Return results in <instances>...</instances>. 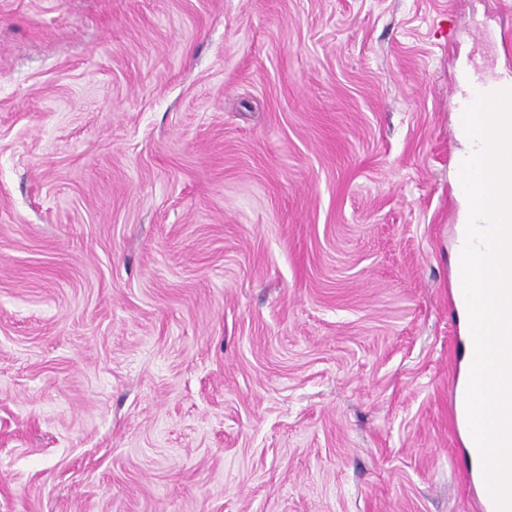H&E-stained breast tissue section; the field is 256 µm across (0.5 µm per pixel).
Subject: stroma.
I'll list each match as a JSON object with an SVG mask.
<instances>
[{
  "label": "stroma",
  "mask_w": 512,
  "mask_h": 512,
  "mask_svg": "<svg viewBox=\"0 0 512 512\" xmlns=\"http://www.w3.org/2000/svg\"><path fill=\"white\" fill-rule=\"evenodd\" d=\"M498 80L512 0H0V512H479Z\"/></svg>",
  "instance_id": "stroma-1"
}]
</instances>
